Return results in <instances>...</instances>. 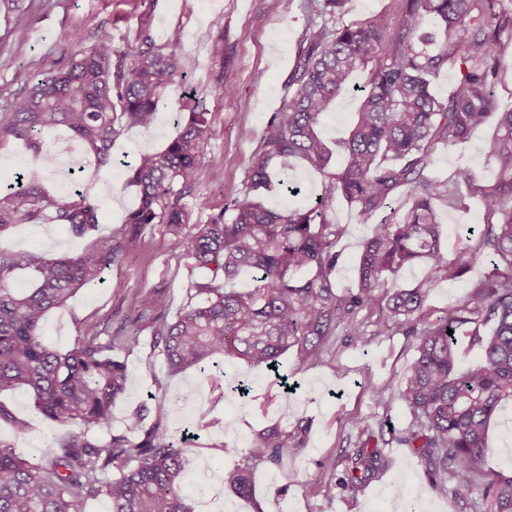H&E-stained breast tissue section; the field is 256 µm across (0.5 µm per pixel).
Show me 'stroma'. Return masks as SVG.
I'll list each match as a JSON object with an SVG mask.
<instances>
[{"label":"stroma","instance_id":"stroma-1","mask_svg":"<svg viewBox=\"0 0 512 512\" xmlns=\"http://www.w3.org/2000/svg\"><path fill=\"white\" fill-rule=\"evenodd\" d=\"M24 5L26 41H11L0 21V108L18 97L35 76L63 65L65 52L88 50L102 33H109L117 48L127 50L145 39L163 46L172 30L182 32L177 50L185 58V69L177 85L162 96L153 126L122 127L112 146L117 166L100 170L85 160L66 131H59L56 160L43 167L44 186L50 193L67 197L78 190L96 201L101 207L100 233L122 224L136 206L138 192L127 184L119 162L142 151L164 149L177 136L176 114L183 92L188 91L209 110L203 157L182 200L190 223H206L230 199L247 195L250 160L269 118L291 94L288 79L310 19L302 0H24ZM217 36L224 39L220 65L210 53V40ZM493 132L489 122L463 143L438 146L430 176L446 180L467 167L480 182H494L497 171L487 161ZM215 160L224 172L219 181L211 176L210 164ZM437 209L449 257L465 254L472 246L468 226L485 221L478 199L465 194L452 206L438 202ZM325 218L348 229L336 246L339 260L334 276L340 286H350L367 231L358 227L354 208L340 197L326 207ZM170 239L166 225L145 226L123 258L105 269L100 282L78 289L65 307L49 314L43 327L45 343L65 354L94 328L112 336L126 335L136 301L144 292L154 296L156 313L174 320L189 302L195 284L205 281L208 273L191 268L170 248ZM89 244V238L71 236L48 221L18 224L0 235V249L36 250L48 258L80 253ZM415 343V337L401 331L358 339L341 331L303 371H295L292 355H283L281 373L293 375L299 383L296 394L287 398L273 378L241 360L225 364L220 373L171 372L145 331L139 346L121 353L129 386L112 407L111 431L98 432L97 437L104 441L110 432L123 431L140 409L146 425H160L177 437L190 432L183 493L193 512H404L410 503L417 512H461L451 493L430 487L418 457L393 444L385 451L395 458V465L357 497L339 488L330 496L323 492L326 483L338 479L334 462L354 446L357 419H368L375 428L409 426L410 415L392 393L379 398L372 390L402 377L414 359ZM238 373L253 380L248 398L226 390V377ZM0 404L29 425L28 432L19 435L1 421L0 442L37 456L54 447L62 430L40 415L31 393L0 391ZM273 424L291 432L306 425L303 447L280 466L258 465L251 499L239 498L222 481L225 472L238 464V457H215L211 449L226 443L246 449L254 431ZM485 460L487 471L512 470L511 400L490 427Z\"/></svg>","mask_w":512,"mask_h":512}]
</instances>
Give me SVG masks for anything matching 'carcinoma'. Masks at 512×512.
<instances>
[{
	"mask_svg": "<svg viewBox=\"0 0 512 512\" xmlns=\"http://www.w3.org/2000/svg\"><path fill=\"white\" fill-rule=\"evenodd\" d=\"M344 2L305 0L320 21L305 29L289 79L294 91L271 116L247 168L251 190L278 182L296 197L301 188L288 180V171L306 162L320 176L317 205L275 210L235 198L194 232L175 236L172 248L211 272L196 285L199 301L188 303L175 321L151 314L155 302L145 294L130 336L102 337L92 330L67 354L42 338L46 316L76 289L97 282L144 225L187 223L181 200L201 161L209 123L202 101L186 99L188 118L165 149L127 163L128 183L138 188L140 202L107 235L98 234L97 202L49 193L33 169L0 188V235L47 216L75 237L94 238L84 251L58 259L0 250V390H31L47 421L70 427L44 456H26L0 442V512H80L81 500L101 496L111 512H192L182 494L184 449L158 426L144 430L137 443L124 434L105 444L89 436L111 428L112 405L129 382L114 351L136 344L137 334L149 330L173 372L195 368L205 374L241 359L276 373L288 352L298 369L316 360L340 328L362 335L361 313L372 320L374 336L399 329L417 337L414 361L395 389L412 424L390 429L386 440L355 422L357 441L343 459L338 485L356 497L395 463L384 452L395 442L411 449L432 487L449 491L462 508L472 507L481 489L490 512H512V474L484 470L489 424L500 404L512 400V110L498 111L489 90L507 48L500 34L512 33V10L504 0H403V17L391 26L378 17L344 21ZM180 41L175 29L168 52L146 39L136 49L120 50L111 36H102L0 109V142L21 141L38 157L63 128L94 154L97 168L112 166L116 122L153 126L159 99L185 67L174 50ZM444 68L455 70L456 81L442 100L430 85ZM349 94L357 110L347 137L332 146L322 134L324 120L336 99ZM492 116L489 162L498 171L496 181L480 184L469 168L455 174L480 198L486 223L470 256L450 259L436 202L453 203L457 187L427 175L432 152L440 143L466 139ZM336 151L344 163L332 171ZM399 192L406 209L388 211ZM338 196L354 207L358 224L369 226L356 285L343 291L334 271L345 228L324 217L325 206ZM482 256L489 268L470 296L426 308L432 288L462 278ZM418 263L428 268L424 281L377 295L385 274ZM29 269L36 273L35 286L12 288L16 273ZM243 269L254 282L247 291L236 286ZM460 336L481 350L461 374ZM304 432V426L288 432L274 425L255 431L245 463L225 473L224 484L241 497L251 495L254 466H278L297 455Z\"/></svg>",
	"mask_w": 512,
	"mask_h": 512,
	"instance_id": "cac0c4a2",
	"label": "carcinoma"
}]
</instances>
